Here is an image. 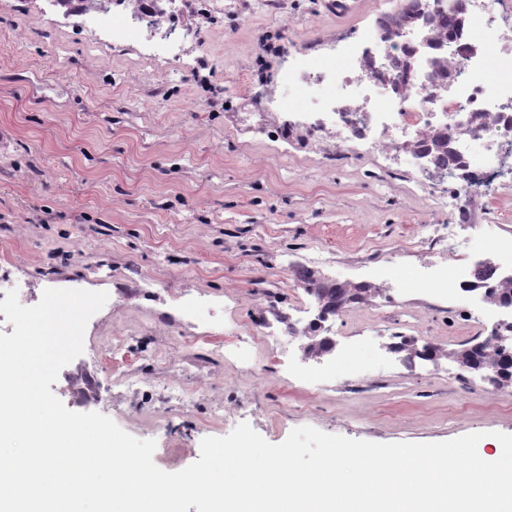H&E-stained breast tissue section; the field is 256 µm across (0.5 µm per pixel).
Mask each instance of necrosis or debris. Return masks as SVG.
I'll return each instance as SVG.
<instances>
[{
  "instance_id": "obj_1",
  "label": "necrosis or debris",
  "mask_w": 512,
  "mask_h": 512,
  "mask_svg": "<svg viewBox=\"0 0 512 512\" xmlns=\"http://www.w3.org/2000/svg\"><path fill=\"white\" fill-rule=\"evenodd\" d=\"M256 1L288 15V0H0V9L42 25L55 48L81 46L107 81L116 61L139 69L150 86L172 80L180 61L191 59L195 94L206 101L216 79L198 43ZM487 29L512 39V0H388L363 31L293 43L278 83L237 95L224 115L244 143L285 151L322 174L356 157L367 164L363 176L402 177L406 194L428 205L430 219L415 239L325 256L274 252L282 280L249 295L234 284L211 292L174 251L163 255L164 267L182 270L173 288L130 261L87 256L77 242L67 261L39 276L30 272L33 259L0 256V301L18 287L28 299L72 288L74 263L84 268V285L108 295L86 325L93 356L62 368L59 396L74 408L121 414L136 428L155 418L175 422L224 377L202 358L205 347L243 372L257 348L276 347L282 380L309 401L329 391L380 389L386 378L351 362L354 348L342 340L348 316L377 308L384 317L367 331L399 369L435 375L455 364L458 388L481 392L497 411L512 410V225L504 218L512 189L497 184L512 169V66H491ZM280 91L312 102L273 111ZM474 234L483 239L480 251L459 248ZM393 266L416 269L415 283L387 276ZM242 305L251 323L235 321ZM130 311L137 326L122 321ZM433 312L452 342L424 330ZM174 336L184 340L177 351ZM300 365L318 378L298 382ZM340 365L348 378H336Z\"/></svg>"
}]
</instances>
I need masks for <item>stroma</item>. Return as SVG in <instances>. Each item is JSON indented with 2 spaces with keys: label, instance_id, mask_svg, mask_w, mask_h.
I'll list each match as a JSON object with an SVG mask.
<instances>
[{
  "label": "stroma",
  "instance_id": "35a3bbf8",
  "mask_svg": "<svg viewBox=\"0 0 512 512\" xmlns=\"http://www.w3.org/2000/svg\"><path fill=\"white\" fill-rule=\"evenodd\" d=\"M351 17L305 16L282 25L260 8L224 21L223 33L206 48L224 79L225 94L250 91L247 74L267 31L285 38L314 32L333 36L358 24L385 0H356ZM13 21L0 13V126H12L17 150L36 160L51 158L52 176L0 182V244H12L13 219L24 214L33 233L21 247L41 259L79 241L87 255L106 252L161 272L166 248L188 252L203 285L220 293L225 283L245 293L279 279L271 260L276 249L315 251L328 245L377 247L410 235L426 217V206L401 185L370 184L353 169L326 177L292 157L244 145L213 114L196 120L188 73H180L183 96L173 101L123 82H98L75 69L67 91L69 109L55 111L59 89L51 53L40 36L15 40ZM36 73L45 85L33 97L19 71ZM207 211L217 227L202 234L191 217ZM214 363L223 364L220 353ZM224 366L210 393L220 396L235 383L242 400L239 420L270 443L292 429L310 426L332 435L378 443L446 441L478 433V449L496 453V433L512 434V414L492 411L484 396L464 393L447 378L405 377L388 371V386L362 394L332 393L313 403L274 373L268 351L250 372ZM466 403L455 421L448 410ZM238 420V421H239ZM129 435L156 442L153 461L180 471L200 457L204 432H187L181 448L166 423L129 428Z\"/></svg>",
  "mask_w": 512,
  "mask_h": 512
}]
</instances>
